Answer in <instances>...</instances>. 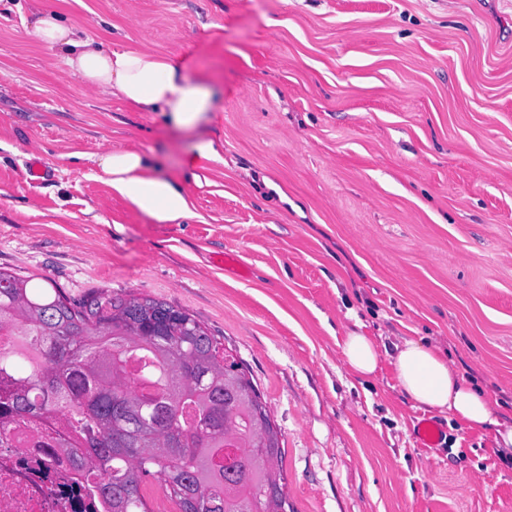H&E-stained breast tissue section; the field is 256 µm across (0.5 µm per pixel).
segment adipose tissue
<instances>
[{
  "instance_id": "adipose-tissue-1",
  "label": "adipose tissue",
  "mask_w": 512,
  "mask_h": 512,
  "mask_svg": "<svg viewBox=\"0 0 512 512\" xmlns=\"http://www.w3.org/2000/svg\"><path fill=\"white\" fill-rule=\"evenodd\" d=\"M35 36L57 45L71 77L94 85L102 94L128 105L148 107L172 125L190 129L208 112L214 96L205 80H190L168 57L137 46L103 49L94 39L82 36L56 15L37 19ZM100 179L138 210L160 224L188 216V201L181 189L169 180L150 175L146 157L135 151L118 150L99 157ZM340 348L347 368L359 376L376 373L379 347L363 333L344 336ZM394 365L402 392L416 406L447 412L462 426L496 429V443L512 452V423L493 415L489 398L467 385L439 347L406 339L396 345Z\"/></svg>"
}]
</instances>
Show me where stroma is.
Masks as SVG:
<instances>
[{
	"label": "stroma",
	"mask_w": 512,
	"mask_h": 512,
	"mask_svg": "<svg viewBox=\"0 0 512 512\" xmlns=\"http://www.w3.org/2000/svg\"><path fill=\"white\" fill-rule=\"evenodd\" d=\"M46 11L169 56L211 110L180 129L73 82L33 34ZM118 149L189 216L156 223L98 180ZM0 268L201 320L280 432L292 512H512L492 429L435 411L442 444L418 447L391 363L440 344L512 418V0H0ZM351 331L374 376L346 367ZM347 368L358 376L376 373L379 364V347L370 336L352 331L339 344Z\"/></svg>",
	"instance_id": "obj_1"
}]
</instances>
